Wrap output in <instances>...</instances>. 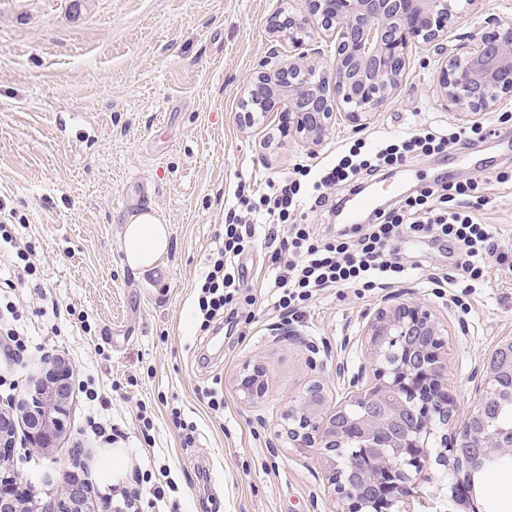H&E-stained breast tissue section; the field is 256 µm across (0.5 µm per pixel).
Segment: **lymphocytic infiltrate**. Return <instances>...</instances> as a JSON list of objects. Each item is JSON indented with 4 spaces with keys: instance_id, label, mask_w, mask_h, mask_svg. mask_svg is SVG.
I'll list each match as a JSON object with an SVG mask.
<instances>
[{
    "instance_id": "f902f5d3",
    "label": "lymphocytic infiltrate",
    "mask_w": 512,
    "mask_h": 512,
    "mask_svg": "<svg viewBox=\"0 0 512 512\" xmlns=\"http://www.w3.org/2000/svg\"><path fill=\"white\" fill-rule=\"evenodd\" d=\"M489 134L488 127L481 124L451 133L429 127L388 138L368 152L357 143L346 150L337 149L335 162L319 175L302 166L292 175L268 182L267 192L259 198L239 195L240 214L225 224L223 243L213 253L198 285L202 328H209L220 316L228 323L237 322L239 313L232 308L240 286L236 260L246 247L262 240L276 244L269 260L280 272L271 288L274 309L283 316L301 314L305 303L327 288H351L361 293L391 287L405 272L393 248L394 242L405 236L442 237L456 246V275L432 277L434 287L451 284L466 293L478 287L498 243L491 225L473 220V211L487 202L476 181L423 188L405 198L398 209L378 213L355 230L343 229L328 237H317L309 225L290 223L289 218L301 210L309 192L341 183L354 194L360 190V177L375 175L387 166L406 165L415 156L441 154L449 144L467 143Z\"/></svg>"
}]
</instances>
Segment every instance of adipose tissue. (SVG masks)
Segmentation results:
<instances>
[{
  "instance_id": "ef3b65f1",
  "label": "adipose tissue",
  "mask_w": 512,
  "mask_h": 512,
  "mask_svg": "<svg viewBox=\"0 0 512 512\" xmlns=\"http://www.w3.org/2000/svg\"><path fill=\"white\" fill-rule=\"evenodd\" d=\"M170 235L169 225L154 212L131 216L122 232L126 264L143 273L155 270L168 252Z\"/></svg>"
}]
</instances>
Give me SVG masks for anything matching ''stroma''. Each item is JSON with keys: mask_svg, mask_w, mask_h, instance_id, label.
Wrapping results in <instances>:
<instances>
[{"mask_svg": "<svg viewBox=\"0 0 512 512\" xmlns=\"http://www.w3.org/2000/svg\"><path fill=\"white\" fill-rule=\"evenodd\" d=\"M289 0H0V210L29 245L36 287H23L18 322L27 348L0 358V406L16 401L27 375L59 354L74 368V393L55 448L16 445L19 486L42 498L82 449V477L94 500L120 504L135 475L176 483L164 500L141 490L138 512H332L333 485L319 448L292 447L284 412L313 384L324 415L374 382L364 330L378 309L416 302L436 318L448 360L456 422L485 387L484 363L512 336V189L496 171L512 152L495 138L474 141L472 166L449 154L412 160L411 190L438 171L480 178L489 202L478 222L495 229L506 261L490 260L484 283L452 302L430 274L452 272L428 237L397 241L407 275L395 287L360 294L328 288L294 322L278 319L267 288L276 271L264 245L239 258V310L255 319L230 335L202 331L196 285L221 244L224 213L238 186L259 188L302 165L332 162L337 145L432 124L497 128L498 115L470 116L446 105L436 73L446 53H413L398 94L365 129L337 120L318 146L283 135L276 113L244 128L236 121L244 85L273 46L271 19ZM153 210L171 228L163 264L140 274L124 260L122 226ZM268 369L263 398L245 402L236 379ZM224 405L212 410L207 392ZM153 428L142 432L138 415ZM120 430L105 441L91 422ZM432 442L413 476L416 512H512V472L480 494L452 500L456 477Z\"/></svg>", "mask_w": 512, "mask_h": 512, "instance_id": "obj_1", "label": "stroma"}]
</instances>
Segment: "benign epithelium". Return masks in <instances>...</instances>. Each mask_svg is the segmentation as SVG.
Returning a JSON list of instances; mask_svg holds the SVG:
<instances>
[{
  "label": "benign epithelium",
  "mask_w": 512,
  "mask_h": 512,
  "mask_svg": "<svg viewBox=\"0 0 512 512\" xmlns=\"http://www.w3.org/2000/svg\"><path fill=\"white\" fill-rule=\"evenodd\" d=\"M480 0H300L282 11L269 26L277 38L288 40V58L262 61L247 79V90L236 112L238 123L253 126L268 112L279 113L285 135L317 145L330 133L337 115L361 129L399 91L413 47L436 46L448 28ZM327 33L335 42L334 62L325 67L312 48L315 35ZM441 95L459 112H493L512 98V21L484 20L482 32L460 48L437 74ZM365 335L374 358L393 356L392 366L376 368V383L363 391L351 408L336 410L320 420L324 389L314 385L300 403L290 408L283 425L294 448L318 446L329 461L328 480L340 494L336 512H350L351 503L365 512H404L412 482L411 465L428 456V443L437 423L458 438L468 436V451L455 452L452 468L463 473L462 484L474 489L475 474L489 458L511 454L509 446L486 442L469 432L467 423L453 420V399L445 375L447 360L440 355L443 341L432 314L418 303L383 307L369 321ZM512 374V336L503 339L488 358L486 376ZM72 365L55 355L25 383L20 400L0 407V512H120L112 502L94 503L72 470L62 475L64 492L35 504L17 488L10 457L17 425H22L26 447L46 452L55 447L64 429L73 394ZM427 376L438 391L431 395L432 414L422 420L402 398L405 380ZM266 370L253 366L239 381L243 400L264 394ZM386 432L394 457L379 448L368 449L371 468L354 460L344 467L336 448L349 441L371 442Z\"/></svg>",
  "instance_id": "1"
}]
</instances>
